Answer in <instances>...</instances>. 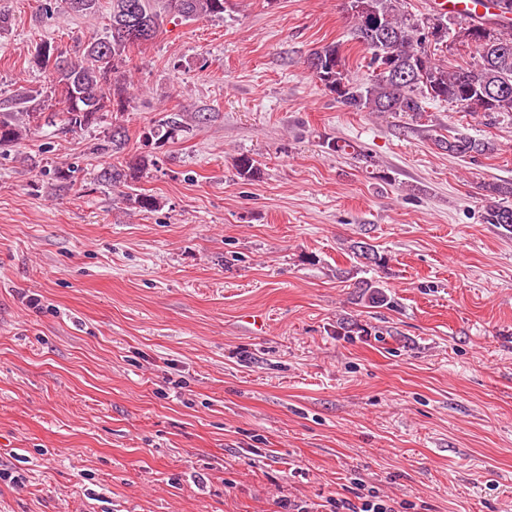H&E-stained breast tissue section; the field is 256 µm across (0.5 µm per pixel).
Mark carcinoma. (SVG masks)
I'll return each instance as SVG.
<instances>
[{"label":"carcinoma","mask_w":512,"mask_h":512,"mask_svg":"<svg viewBox=\"0 0 512 512\" xmlns=\"http://www.w3.org/2000/svg\"><path fill=\"white\" fill-rule=\"evenodd\" d=\"M226 0H112L107 34H93L80 43L78 51L51 42L35 47L32 63L50 83L47 90H30L6 104L0 112V149L17 145L43 125L57 124L63 133H78L112 118V149L124 145L126 130L121 123L130 103V82L126 79L131 58L129 51L151 41L169 16L183 19L224 16ZM500 13L495 17L462 18L433 13L422 21L406 14L405 0H348L347 10L354 20L353 35L366 45L371 57V73L364 82L349 77L340 45L319 47L311 56L319 60L313 77L336 99L354 112H394L419 121L429 102H449L466 112L480 114L493 123L501 116L512 117V0H497ZM475 45L473 61L465 67L450 68L428 49L442 48L448 41ZM70 60L62 67L59 60ZM60 97L61 112L50 111L51 101ZM434 143L456 157L489 155L495 144L465 133L437 136ZM327 148L341 155L368 158L364 150L346 140L326 142ZM155 160L141 155L121 168L103 172L114 187H123L122 198L132 208L151 211L158 202L139 193L135 182ZM236 171L252 180L261 174L259 162L242 155ZM486 202L483 221L512 227V185L497 182L482 185ZM353 258L365 268H383L387 257L372 245L356 242ZM359 298L370 307L388 302L382 284L374 278L355 282Z\"/></svg>","instance_id":"carcinoma-1"}]
</instances>
